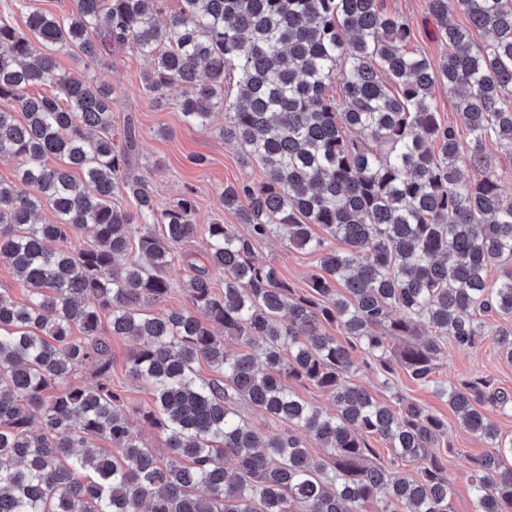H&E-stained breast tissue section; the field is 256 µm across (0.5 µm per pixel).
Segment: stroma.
<instances>
[{
	"mask_svg": "<svg viewBox=\"0 0 512 512\" xmlns=\"http://www.w3.org/2000/svg\"><path fill=\"white\" fill-rule=\"evenodd\" d=\"M382 10L401 14L413 23L410 50L436 61L447 49L428 20L425 0H380ZM62 70L86 71L88 77L103 76L117 87L120 96L112 108V129L122 132L126 125H134L138 135V162L132 175H151L154 194L160 205L172 204L185 188H193L197 202L195 239L186 244L184 251L191 260L201 259L207 239V226L214 222L236 223V216L225 210L222 192L226 185L242 180L260 182L263 172L259 166L245 164L239 148L224 141L219 133L224 123L223 113H216L212 124L205 129L187 125L175 103L181 97V88L168 92L169 106H157L152 95L142 88L141 77L150 63L135 49L126 48L113 55L108 70L83 69L76 57L67 51L56 54ZM206 157L205 166H197L193 159ZM260 261L273 265L281 277L298 294H305L307 284L319 271L316 255L289 248L281 240L264 241L258 248ZM480 320L488 334L480 345L461 348L452 341H445L437 377L448 380H466L475 376L486 378L492 387L512 394V360L500 350L492 339L493 333L504 327L500 317L481 314ZM112 381L121 386L129 407L134 408L130 422L132 430L157 452H164L165 441L159 430L141 419L139 408L151 398L149 391L127 375L129 356L134 348L132 341L112 337ZM351 383L367 389L375 399L384 401L392 392H400L440 415L448 424V451L441 457L448 468L451 480L453 512H473V493L468 472L474 461L482 456L486 446L480 438L460 425L454 413L432 389L416 385L403 366H395L386 375L376 367H359L349 376Z\"/></svg>",
	"mask_w": 512,
	"mask_h": 512,
	"instance_id": "1",
	"label": "stroma"
}]
</instances>
